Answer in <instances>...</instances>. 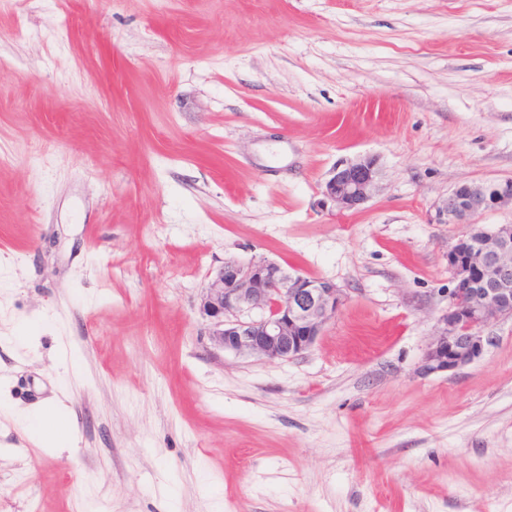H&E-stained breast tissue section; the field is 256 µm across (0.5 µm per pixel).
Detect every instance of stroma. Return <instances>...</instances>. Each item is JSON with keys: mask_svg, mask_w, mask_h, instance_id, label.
<instances>
[{"mask_svg": "<svg viewBox=\"0 0 512 512\" xmlns=\"http://www.w3.org/2000/svg\"><path fill=\"white\" fill-rule=\"evenodd\" d=\"M507 178L512 0H0V512H512V318L422 369ZM260 258L347 296L297 359L197 311ZM378 177V160L373 156L341 163L331 171L322 194L340 211L356 209L370 199Z\"/></svg>", "mask_w": 512, "mask_h": 512, "instance_id": "1", "label": "stroma"}]
</instances>
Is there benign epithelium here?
I'll return each instance as SVG.
<instances>
[{"mask_svg":"<svg viewBox=\"0 0 512 512\" xmlns=\"http://www.w3.org/2000/svg\"><path fill=\"white\" fill-rule=\"evenodd\" d=\"M378 160L366 156L337 165L322 194L341 211L366 203L376 188ZM512 206V178L464 183L437 206L441 224L466 232L448 253L454 288L448 310L424 355L423 369L448 372L478 359L489 338L483 329L512 317V225L488 229L475 222L485 211ZM346 300L330 280L290 274L266 259L226 260L200 295L213 344L239 355L289 361L308 352Z\"/></svg>","mask_w":512,"mask_h":512,"instance_id":"benign-epithelium-1","label":"benign epithelium"}]
</instances>
